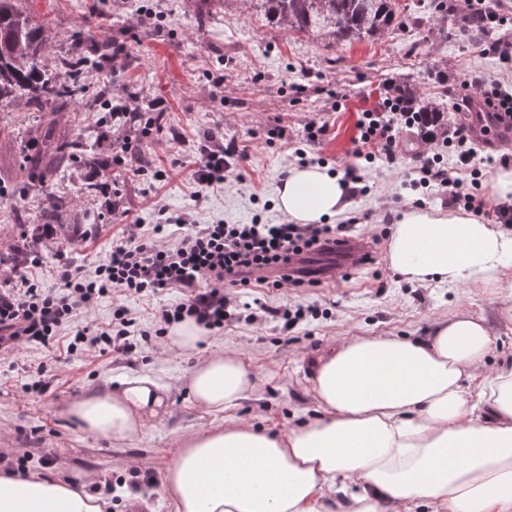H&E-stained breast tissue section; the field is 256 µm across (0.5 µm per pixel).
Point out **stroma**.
<instances>
[{
    "mask_svg": "<svg viewBox=\"0 0 512 512\" xmlns=\"http://www.w3.org/2000/svg\"><path fill=\"white\" fill-rule=\"evenodd\" d=\"M447 3L448 17L439 21L433 0H396L404 21L384 39L334 44L270 23L256 0H22L37 19L50 23L49 59L109 38L123 50L112 63L113 93L162 97L168 108L160 128L147 135L142 125L113 122L104 109L64 107L59 132L81 138L89 153L111 160L116 192L86 198L82 188L92 168L80 163L55 168L51 178L63 205L50 231L35 233L9 216L48 205L36 188L18 189L27 176L25 158L40 152L41 126L36 113L0 106V127L11 131L15 144L11 150L0 148V289L19 287L24 276L39 287L54 288L53 268L61 260L79 268L106 262L130 225L159 223L162 206L172 215L193 211L204 224L284 223L275 198L289 165L297 161L295 148L304 147L305 163L343 172L354 161L359 113L377 106L389 85L407 81L422 96L446 104L449 125L476 124L475 116L453 112V95L465 77L512 94V66L481 51L496 38H512V0H486L497 20L478 30L460 23L464 0ZM104 10L111 23L101 31L90 19ZM141 13L153 14L152 23L137 25ZM215 71L224 74L223 89L209 79ZM312 120L326 123L329 132L308 144L305 127ZM208 132L245 149L248 159L224 185L201 192L191 172ZM124 145L130 146L131 158L113 162ZM422 151L438 155L444 166L454 163L443 138L427 144L419 129L403 131L394 163H363L370 191L349 199L339 218L345 224L369 214L360 230L379 237L375 263L350 273L336 267L317 288L239 290L240 300L260 299L278 309L277 317L260 323L227 321L223 330L212 332L200 354L175 355L163 349L154 311L182 302L183 290L172 288L150 299L107 296L79 321L102 325L111 321L116 305L125 306L136 319L134 357L96 350L69 356L63 344L31 343L0 359V457L25 458L31 473H93L110 483L112 512H137L125 488L134 471L161 475L182 436L218 420L193 407L180 389L199 355L231 349L249 362L259 377L257 393L230 415L278 432L312 419L313 365L353 336L422 337L435 320L467 310L497 329L486 371L511 364L512 324L500 323L501 304L493 290L410 284L389 266L385 212L404 210L422 196L429 209L446 207L444 197L424 196L422 188L409 184ZM174 153L184 165L173 170L169 158ZM159 169L167 170L166 179L155 180ZM299 309L304 319L289 324ZM136 374L172 386L166 414L127 442L80 434L66 414L70 402ZM37 381L48 383V392L25 393V385Z\"/></svg>",
    "mask_w": 512,
    "mask_h": 512,
    "instance_id": "stroma-1",
    "label": "stroma"
}]
</instances>
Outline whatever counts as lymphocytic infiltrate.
I'll list each match as a JSON object with an SVG mask.
<instances>
[{
	"mask_svg": "<svg viewBox=\"0 0 512 512\" xmlns=\"http://www.w3.org/2000/svg\"><path fill=\"white\" fill-rule=\"evenodd\" d=\"M458 110L480 108L489 128L512 121V99L496 90L478 89L475 80L462 79ZM416 123L414 113L401 102L383 99L380 107L361 112L353 154L369 162H393L399 148L400 125ZM468 127L455 130L450 144L460 167L471 170L465 180L441 166L437 156L420 155L416 173L424 188H438L450 204L464 207L474 215L494 216L496 223H512V207L489 204L479 192L480 172L466 144ZM236 145H224L216 135L204 138L192 177L198 187L211 188L227 182L236 162L246 160ZM347 224H202L189 212L170 216L145 231L130 230L112 247L109 260L91 270L59 264L55 278L59 289L27 284L25 289L0 290V356L21 345L55 341L77 310L91 309L107 295L136 294L151 298L170 288L185 291L184 302L155 313L160 329L187 318L207 330L223 328L229 300L225 286L266 288H313V279L293 277L288 272L292 257L325 252L328 243L349 237ZM208 287H201V280ZM136 320L124 307H117L104 326H73L67 353L96 349L132 356L137 351L132 329Z\"/></svg>",
	"mask_w": 512,
	"mask_h": 512,
	"instance_id": "1",
	"label": "lymphocytic infiltrate"
}]
</instances>
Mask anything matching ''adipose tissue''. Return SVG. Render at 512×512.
I'll use <instances>...</instances> for the list:
<instances>
[{"instance_id": "obj_1", "label": "adipose tissue", "mask_w": 512, "mask_h": 512, "mask_svg": "<svg viewBox=\"0 0 512 512\" xmlns=\"http://www.w3.org/2000/svg\"><path fill=\"white\" fill-rule=\"evenodd\" d=\"M276 206L294 224H322L347 207L339 174L290 165ZM408 283L495 288L512 322V229L460 213L405 210L388 243ZM496 333L459 311L422 339L358 336L319 359L315 419L275 433L236 418L184 435L161 476L176 512H512V366L483 367ZM258 376L231 350L192 368L185 393L221 413L251 397ZM170 388L148 375L72 402L87 436L129 441L163 416ZM90 475H22L0 468V512H107Z\"/></svg>"}]
</instances>
